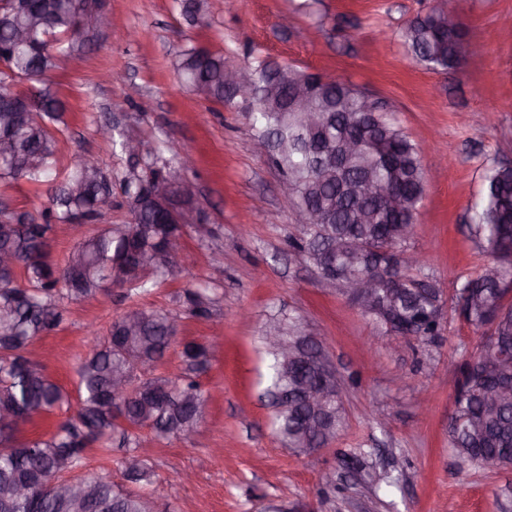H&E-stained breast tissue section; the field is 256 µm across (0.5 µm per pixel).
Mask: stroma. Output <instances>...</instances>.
I'll return each instance as SVG.
<instances>
[{
    "label": "stroma",
    "instance_id": "obj_1",
    "mask_svg": "<svg viewBox=\"0 0 512 512\" xmlns=\"http://www.w3.org/2000/svg\"><path fill=\"white\" fill-rule=\"evenodd\" d=\"M107 30L92 31L84 63L59 62L50 78L65 112L58 126L59 169L80 154L112 175L100 224L130 219L121 180L143 173L146 157L177 168L185 144L195 165L181 180L205 212V231L188 228L184 257L148 292L113 288L68 304L61 326L35 345L39 362L69 395L47 421L20 425L32 438L72 418L75 370L96 344L88 326L107 332L133 307L168 310L177 343L159 374L182 372V343L213 350L198 381L207 414L187 439L159 444L149 463L159 512H512V470L460 463L448 446V414L462 365L480 335L454 309L457 286L491 258L468 231L470 207L486 167L512 163V40L499 36L512 0H210L199 20L180 0H106ZM453 9L468 43L481 45L453 70L416 63L402 38L406 24ZM293 25L279 27L280 15ZM192 44L222 52L228 68L260 60L334 77L381 101L420 149L428 186L410 247L425 257L416 276L435 281L444 302L437 342L411 340L400 350L376 343L377 330L294 250L302 221L280 192L281 173L254 152L250 118L240 108L196 97L173 69ZM109 119L113 140L97 134ZM142 156L125 154V137ZM48 186L0 182V201L37 213ZM214 288L210 317L179 302L183 289ZM301 316L321 341L341 382L345 425L318 458L282 444L266 395L272 356L261 343L265 323Z\"/></svg>",
    "mask_w": 512,
    "mask_h": 512
}]
</instances>
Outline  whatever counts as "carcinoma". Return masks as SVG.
Returning <instances> with one entry per match:
<instances>
[{"label": "carcinoma", "mask_w": 512, "mask_h": 512, "mask_svg": "<svg viewBox=\"0 0 512 512\" xmlns=\"http://www.w3.org/2000/svg\"><path fill=\"white\" fill-rule=\"evenodd\" d=\"M85 0H0V96L28 100L37 111L19 121L9 161L0 160V181L26 179L39 182L55 168L57 138L51 124L65 111L64 103L44 86L36 91L15 90L17 82L41 78L57 62L84 54L87 41L74 36L85 26ZM24 30L33 38L28 48H17L15 34ZM404 44L413 60L433 70L457 67L464 50V31L448 23L447 12L431 11L412 19L403 31ZM173 67L186 86L205 90V99L251 113L252 138L269 142L270 158L281 170L294 205L319 208L329 215L322 224L299 225L291 246L310 265L325 267L333 245L342 247L338 265L354 275H364L377 250L405 251L415 216L427 187V177L417 145L383 109L363 111L366 94L339 80L321 84L319 75L289 71L274 77L266 61L250 67L252 97L240 99L224 86V55L190 46L180 51ZM304 82L310 102L293 112L282 111L294 86ZM318 111L321 123L309 127L305 114ZM362 142L359 154L338 172L332 159L341 155L347 138ZM150 175L122 180L126 203L148 179L169 172L154 160ZM372 171L381 192L395 191L407 206L400 217L385 214L380 199L362 200L358 182ZM107 175L86 159L72 164L53 188L49 205L36 216L0 212V252L13 257L11 267L0 268V495L18 476L28 478L30 496L6 503L0 512H153L155 501L127 489H116L95 476L83 481L94 486L92 499L77 501L58 494L62 475L84 467V453L93 442L118 440L126 449L122 463L137 459L133 470L123 469L126 482H150L148 456L140 454L144 442L159 444L192 432L204 420L207 398L196 377L210 365L211 352L203 344L186 342L180 352L182 375L175 381L154 372L141 375L136 364L156 365L175 341L173 318L163 310L132 308L114 320L107 336L81 359L76 374L79 409L73 420L54 432L21 440L19 423L46 419L68 402V396L39 364L27 365L34 343L64 320L65 304L92 298L110 275L126 288L143 292L155 278L172 271L167 245L183 238L185 224H165L162 215L148 208L134 214L129 224L107 225L82 237L59 266L51 254V234L57 224H70L80 215L94 223L101 215L96 201L97 180ZM473 240L493 262L456 288L464 299L461 317L481 335L479 353L464 363L448 417V442L463 463L477 462L512 468V396L486 403V390L494 384L512 391V169L487 168L482 189L473 206ZM130 249L153 255L147 266L129 268L117 263ZM398 280L382 279L370 309L362 315L383 336L388 335L381 315L399 310L410 319L415 339L430 345L440 336L443 319L441 291L430 281L409 274L403 267ZM184 303L196 316H209L214 299L206 288H187ZM284 342H320L302 334L299 317L275 320ZM270 390L288 391V409L276 408V430L290 448L310 454L328 445L344 425L342 402L317 410L302 396V387L314 379L293 359L274 357ZM128 374L131 388L112 391V379Z\"/></svg>", "instance_id": "carcinoma-1"}]
</instances>
